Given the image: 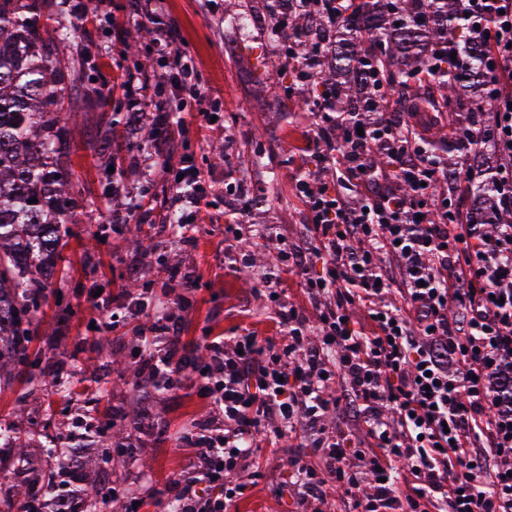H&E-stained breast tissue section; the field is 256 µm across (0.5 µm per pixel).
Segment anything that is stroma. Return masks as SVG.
I'll use <instances>...</instances> for the list:
<instances>
[{
    "label": "stroma",
    "instance_id": "obj_1",
    "mask_svg": "<svg viewBox=\"0 0 512 512\" xmlns=\"http://www.w3.org/2000/svg\"><path fill=\"white\" fill-rule=\"evenodd\" d=\"M83 0H66L58 16L65 25L78 24L72 48L87 62L84 80L95 93L80 103L67 130L71 154L69 191L93 198L48 277V297L30 326V369L0 382V425L12 426L0 442V457L16 460L7 489L23 486L30 468L46 469L53 461L48 437L82 451L83 466L93 479L130 489L131 494L106 504V512H169L165 486L188 466L189 454L179 443L183 428L210 416V406L196 394L197 378L179 374L176 386L157 390L140 373L127 352L136 337L149 333L150 316L133 317L92 309L89 289L124 294L136 280L158 310L172 307L177 289L172 273L190 272L196 286L181 314L180 346L194 355L207 336L258 338L278 335L279 304L304 307L315 318L300 276L283 277L279 299H271L266 274L278 259L284 241L304 234L306 210L295 195V179L314 163V122L301 85L290 77H269L249 56L280 55L282 46L269 37L271 14L266 0H162L167 21L182 46L194 57L206 103H218L220 121L208 127L199 103L188 104L182 126L169 139L145 141L147 114L169 96L167 69L154 51V30L143 29L140 51L123 52L127 30L137 27L135 10L147 0H96L87 23H80ZM258 22L244 29L242 16ZM147 75L145 96L131 94L130 78ZM121 112L129 120L119 126L112 150L90 153L87 144L98 132L104 114ZM261 152L263 163L245 166L248 154ZM190 154L215 193L194 225L177 235L168 226L174 212L171 175L166 165L180 153ZM252 202L239 232L249 252L226 233L242 198ZM131 217L154 251L144 253L126 236L113 231L112 214ZM68 300V310L55 305V294ZM125 355L114 364V353ZM113 421L121 442L138 453L112 464L98 452L97 422ZM297 438L278 447H260L242 462L236 476L242 490L229 512H292L294 492L282 482L290 460L306 456Z\"/></svg>",
    "mask_w": 512,
    "mask_h": 512
}]
</instances>
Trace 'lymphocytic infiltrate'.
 Masks as SVG:
<instances>
[{
  "label": "lymphocytic infiltrate",
  "instance_id": "f902f5d3",
  "mask_svg": "<svg viewBox=\"0 0 512 512\" xmlns=\"http://www.w3.org/2000/svg\"><path fill=\"white\" fill-rule=\"evenodd\" d=\"M457 2L460 33L441 50L455 52L461 36L471 41L487 104L457 123L460 154L428 148L382 89L372 88L369 111L338 114L332 83H323L314 131L321 164L294 185L307 238L280 257L286 270L307 274L317 338L293 305L278 312L279 337L212 338L199 361L178 355L176 314L157 317L142 337L148 374L165 379L191 366L216 416L184 432L194 457L166 489L174 512H225L239 491L230 476L254 433L273 443L300 429L320 462L292 463L285 483L299 504L323 500L333 481L353 512H512V224L490 230L452 204L490 177L499 207L512 209V0ZM138 17L159 32V54L171 62L170 101L153 116L169 126L197 70L158 11ZM476 153L492 168L474 162ZM376 154L387 167L375 166ZM172 175L175 205L195 220L210 184L189 156ZM342 406L363 444L327 425ZM80 464L72 452L57 455L54 512H79L87 498L73 482ZM368 475L376 485L365 493Z\"/></svg>",
  "mask_w": 512,
  "mask_h": 512
}]
</instances>
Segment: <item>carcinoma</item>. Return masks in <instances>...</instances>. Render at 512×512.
Segmentation results:
<instances>
[{
    "instance_id": "carcinoma-1",
    "label": "carcinoma",
    "mask_w": 512,
    "mask_h": 512,
    "mask_svg": "<svg viewBox=\"0 0 512 512\" xmlns=\"http://www.w3.org/2000/svg\"><path fill=\"white\" fill-rule=\"evenodd\" d=\"M288 30L292 53L265 62L267 72L281 75L305 67L325 77L345 76L336 82V104L355 106L368 76L381 71L385 90H404L413 98L416 112L424 111L410 82L426 66L428 55L411 54L407 43L422 37L427 49L442 43L453 29L455 0H436L431 16L420 22L422 0H363L359 14L345 18L336 28L360 36L363 49L339 51L325 37L318 11L308 12L297 0H288ZM53 0H0V329L11 336L29 335V326L48 285L44 267L57 257L56 250L68 225L92 201L70 196L71 170L65 165L70 142L66 137L74 116L71 103L60 91L78 90L83 57L61 58L58 45L73 37L72 30L52 26ZM383 34L379 51L369 49L370 34ZM467 66L453 61L439 71L441 97L456 100L468 78L479 76L477 57L461 51ZM121 113L110 114L100 130L99 151L110 149ZM37 199L31 204L29 200Z\"/></svg>"
}]
</instances>
